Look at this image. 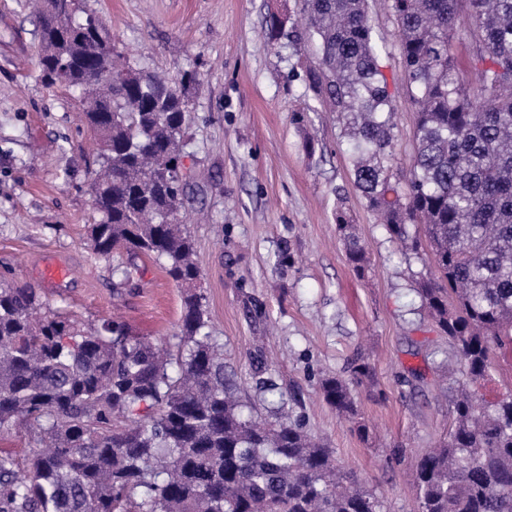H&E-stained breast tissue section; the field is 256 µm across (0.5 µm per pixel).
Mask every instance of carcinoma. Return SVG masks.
Returning <instances> with one entry per match:
<instances>
[{
    "label": "carcinoma",
    "mask_w": 512,
    "mask_h": 512,
    "mask_svg": "<svg viewBox=\"0 0 512 512\" xmlns=\"http://www.w3.org/2000/svg\"><path fill=\"white\" fill-rule=\"evenodd\" d=\"M303 24L266 20L277 45L318 42L305 88L336 113L355 183L391 240L426 248L434 277L418 282L428 316L448 337L461 379L454 426L411 470L419 512H512V390L480 389L496 352L512 346V0H390L400 80L417 109L409 169L394 166V95L386 43L367 0H298ZM78 14L63 32L42 0L37 68L49 86L79 89L95 135L89 184L97 255L124 251L163 263L182 288L177 353L118 320L86 329L45 306L41 289L0 281V433L24 429L28 462L0 448V512H380L373 494L337 468L284 407L244 413L224 379L187 225L181 150L196 73L173 81L116 52L105 26ZM469 34L484 49L465 87L452 54ZM420 227L412 236L409 226ZM336 230L352 270L368 260L346 212ZM323 398L357 415L350 383L329 378Z\"/></svg>",
    "instance_id": "1"
}]
</instances>
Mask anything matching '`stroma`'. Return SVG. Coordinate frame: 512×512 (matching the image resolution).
<instances>
[{
    "instance_id": "stroma-1",
    "label": "stroma",
    "mask_w": 512,
    "mask_h": 512,
    "mask_svg": "<svg viewBox=\"0 0 512 512\" xmlns=\"http://www.w3.org/2000/svg\"><path fill=\"white\" fill-rule=\"evenodd\" d=\"M285 0H84L131 64L171 77L191 69V121L183 163L190 225L211 329L224 347V375L245 408H261L260 382L332 448L338 466L381 503L414 512L407 470L453 421L448 341L420 306L432 276L425 251L401 252L354 184L342 122L306 92L316 44L271 46L263 28ZM388 46L398 142L394 164L413 157L416 112L399 76L389 0H368ZM38 20L25 0H0V280L42 286L43 263L66 277L42 286L46 300L81 324L120 313L133 332L168 340L178 330L181 290L162 266L134 257L131 283L114 288L113 262L90 249L96 215L88 184L93 133L75 93L46 86L30 59ZM305 115L295 124L294 113ZM354 220L370 261L367 278L348 265L336 212ZM360 437L321 394L324 379H351Z\"/></svg>"
}]
</instances>
